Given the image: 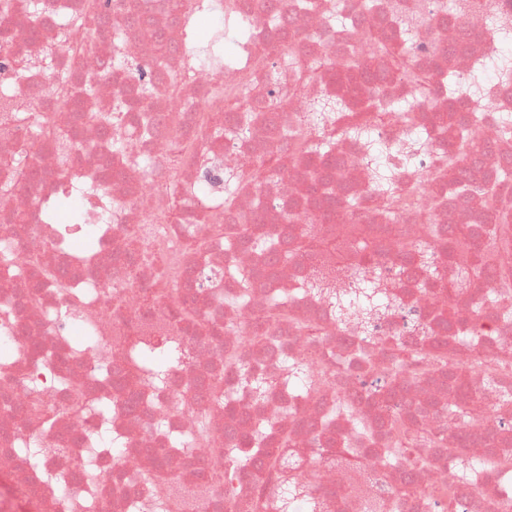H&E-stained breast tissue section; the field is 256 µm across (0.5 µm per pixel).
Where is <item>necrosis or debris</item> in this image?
Masks as SVG:
<instances>
[{
  "label": "necrosis or debris",
  "mask_w": 512,
  "mask_h": 512,
  "mask_svg": "<svg viewBox=\"0 0 512 512\" xmlns=\"http://www.w3.org/2000/svg\"><path fill=\"white\" fill-rule=\"evenodd\" d=\"M9 3L0 181L17 187L0 195V512H151L159 501L167 512H278L286 475L329 512H361L356 472L373 512H512V268L499 261L512 222L495 218L512 206L501 120L512 75L493 61L492 27L512 19V0H101L95 13L87 0H40L34 14L28 0ZM204 5L236 43L221 66L185 39L183 15ZM63 18L97 48L19 71ZM380 30L404 67L381 52ZM148 73L158 84L143 102L136 83ZM90 74L99 110L118 90L130 104L110 129L64 109L63 89ZM454 76L481 91L470 112L448 102ZM327 88L352 109L321 133L298 116ZM373 92L384 111H365ZM353 123L383 142L424 139L387 199L342 133ZM20 155L35 178L13 167ZM318 173L331 194L315 207L303 190ZM77 179L98 190L88 212L108 211L85 227L90 250L43 219ZM353 225L373 244L347 236L342 248L393 298L369 323L337 320L307 293L304 277L334 259L293 248L307 229ZM451 228L462 239L427 278L413 248ZM461 263L475 275L455 289ZM164 336L181 338L190 364L160 389L123 386L131 340ZM289 361L305 369L295 389L278 383ZM246 375L273 381L266 399L246 391ZM455 404L482 419L450 416ZM105 426L124 446L89 449ZM35 440L51 450L38 464L24 453ZM339 448L354 449L356 468L336 461ZM456 448L473 481H458Z\"/></svg>",
  "instance_id": "1"
}]
</instances>
